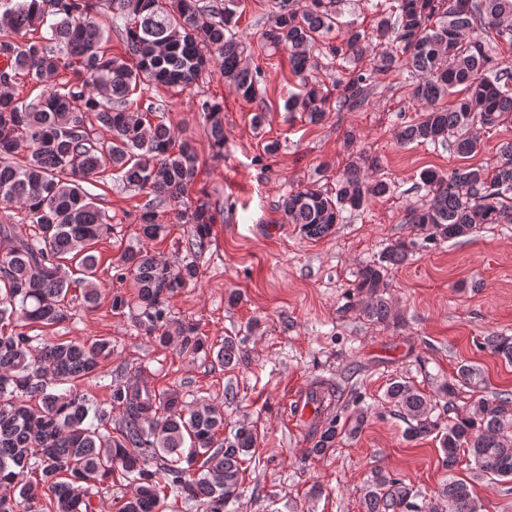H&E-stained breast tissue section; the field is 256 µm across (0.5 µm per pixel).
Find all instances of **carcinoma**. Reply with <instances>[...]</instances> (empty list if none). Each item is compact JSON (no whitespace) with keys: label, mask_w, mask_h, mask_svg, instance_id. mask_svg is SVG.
I'll list each match as a JSON object with an SVG mask.
<instances>
[{"label":"carcinoma","mask_w":512,"mask_h":512,"mask_svg":"<svg viewBox=\"0 0 512 512\" xmlns=\"http://www.w3.org/2000/svg\"><path fill=\"white\" fill-rule=\"evenodd\" d=\"M35 2L0 0V237L11 243L0 255V512H17L21 504L25 512H40L43 496L48 512H99L93 489L116 473L134 486L117 512H156L169 498L203 512H225L252 463L254 429L241 426L226 436L219 409L191 408L180 391L161 395L145 378L102 384L110 391L106 408L75 382L101 377L112 342L54 340L31 331L70 319L67 296L74 282L86 306L99 302L95 245L111 217L84 184L106 165L123 187L148 197L136 216L145 239L167 236L157 209L173 206L191 225V253L208 250L221 208L201 197L193 204L186 200L199 172L197 153L165 123L132 113V95L154 83L190 85L214 67L242 99L254 101L262 73L242 62L234 0H43L38 8ZM372 9V33L350 27L329 46L352 67L333 102L308 76L318 68L315 48L339 27L338 0H308L301 10L294 0H277L261 39L287 50L293 73L304 81V91L288 98L287 111L303 112L317 124L332 110L364 106L375 75L401 70L421 114L399 125L400 143L441 147L466 159L479 151L482 131L512 124V60L501 61L491 43L474 36L480 31L512 43V0H376ZM39 28L46 34L18 40ZM114 34L124 44L122 55L108 47ZM24 80L39 88L35 97L16 94ZM453 92L460 98L448 107L443 100ZM198 109L216 155H224V104L208 97ZM346 148L350 160L335 188L312 182L282 198L287 223L311 239L330 234L343 212L394 191L391 182L372 175L376 157L351 140ZM20 150L25 159L17 164L12 158ZM499 154L491 171L464 165L446 175L432 169L420 174L426 200L409 207L405 220L420 230L421 240L389 245L355 280L357 306L367 321L390 322L383 294L388 268L479 224L512 223V143L501 145ZM14 210L24 212L31 232L13 222ZM67 264L80 277L69 278ZM118 268L133 274L141 333L161 346L176 343L183 354L214 351L222 366L236 365L233 337L216 350L193 326L177 337L166 330L167 301L198 279L196 261L173 267L139 247L125 250ZM483 345L512 362V337L485 336ZM480 382L478 369L464 364L438 393L451 405L460 387ZM387 396L406 421L408 437L438 429L424 393L394 382ZM335 398L330 385L312 393L314 418L322 421L312 435L317 455L339 435ZM440 445L450 470L467 450L481 474L512 479V397H479L448 425ZM416 497L411 486L378 468L365 489L364 512H417ZM437 498L448 512H479L463 478L449 477Z\"/></svg>","instance_id":"obj_1"}]
</instances>
